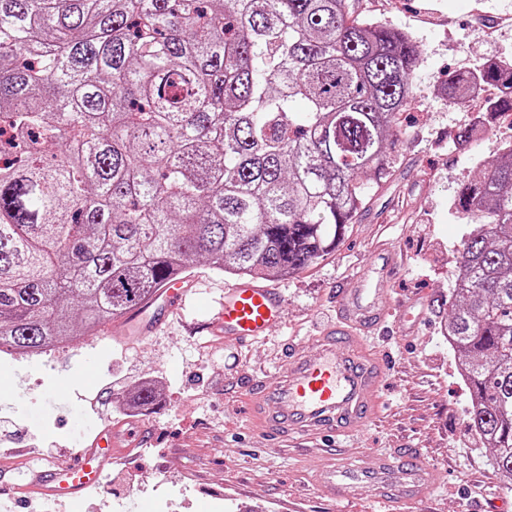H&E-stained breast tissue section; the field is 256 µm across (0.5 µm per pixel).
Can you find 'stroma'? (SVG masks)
Returning <instances> with one entry per match:
<instances>
[{
    "instance_id": "stroma-1",
    "label": "stroma",
    "mask_w": 512,
    "mask_h": 512,
    "mask_svg": "<svg viewBox=\"0 0 512 512\" xmlns=\"http://www.w3.org/2000/svg\"><path fill=\"white\" fill-rule=\"evenodd\" d=\"M363 16L409 32L422 64L415 100L397 126L391 177L372 190L367 207L336 250L303 272L274 280L286 323L246 344L190 334L181 317L160 332L136 337L113 326L25 355L0 352V470L25 474L35 458L69 462L79 438L108 421L143 430V455L131 465L104 464V481L78 500L48 504L26 492L0 495V512H495L512 503V486L492 466V453L469 427L471 393L442 334L438 299L448 297L459 244L472 226L456 213L459 184L512 144L502 118L468 145L456 134L464 106L436 92L449 73L512 58V0H359ZM394 256V276L381 294L394 308L411 299L423 320L411 332L366 334L388 372L377 414L355 435L275 443L247 424L245 390L274 384L293 349H311L319 327L335 319L336 292L354 287L380 241ZM158 401L136 415L124 410L140 383ZM409 453L432 464L439 485L415 506L321 498L307 475L323 462Z\"/></svg>"
}]
</instances>
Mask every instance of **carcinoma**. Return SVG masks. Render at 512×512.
<instances>
[{"mask_svg":"<svg viewBox=\"0 0 512 512\" xmlns=\"http://www.w3.org/2000/svg\"><path fill=\"white\" fill-rule=\"evenodd\" d=\"M358 2L0 0V347L94 331L197 260L243 279L329 256L387 177L420 59ZM504 82L491 60L438 91ZM506 113L488 100L457 143ZM453 206L475 228L438 313L511 485L512 146Z\"/></svg>","mask_w":512,"mask_h":512,"instance_id":"cac0c4a2","label":"carcinoma"}]
</instances>
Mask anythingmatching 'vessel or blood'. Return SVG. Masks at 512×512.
Segmentation results:
<instances>
[{"instance_id":"1","label":"vessel or blood","mask_w":512,"mask_h":512,"mask_svg":"<svg viewBox=\"0 0 512 512\" xmlns=\"http://www.w3.org/2000/svg\"><path fill=\"white\" fill-rule=\"evenodd\" d=\"M392 271L387 244L379 242L357 275V287L340 291L336 320L316 337L313 352L290 355L270 389L249 388L253 427L283 443L294 438L346 437L374 416L375 397L387 367L367 351L363 336L392 315L380 299ZM194 286L189 278L170 277L148 303L126 315L128 327L142 333L161 330L170 315L193 301ZM205 312L203 329L208 335L239 343L268 336L285 321L281 293L253 280L225 287ZM141 443L137 432H124L116 425L97 426L75 459L31 468L27 486L52 502L81 498L101 484L104 461L131 463L138 459ZM438 483L439 472L433 466L396 454L379 457L371 468L337 459L318 467L313 477L317 490L330 499L364 497L381 504L396 497L414 504Z\"/></svg>"}]
</instances>
